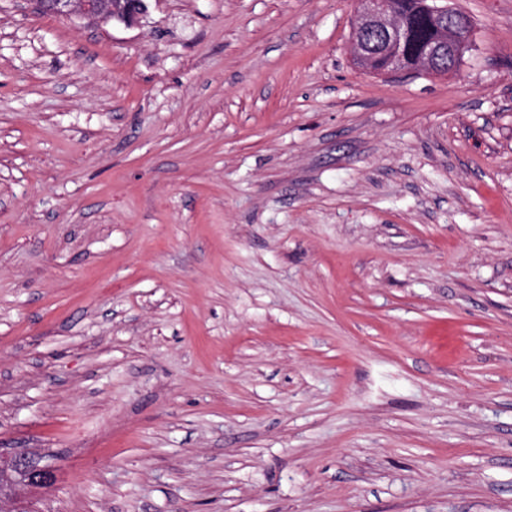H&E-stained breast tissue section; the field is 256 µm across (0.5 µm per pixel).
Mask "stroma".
Here are the masks:
<instances>
[{
	"label": "stroma",
	"mask_w": 512,
	"mask_h": 512,
	"mask_svg": "<svg viewBox=\"0 0 512 512\" xmlns=\"http://www.w3.org/2000/svg\"><path fill=\"white\" fill-rule=\"evenodd\" d=\"M458 72L355 0H0L5 512H512V0ZM42 12L127 26L138 24L147 13V0H35ZM358 5L352 54L359 70L372 72L371 62L375 56L387 57L386 76L399 74L417 75L423 71L447 74L442 67L443 57H455L463 42L457 40L456 33L467 27L462 17H452L447 0H423L419 10L436 32V38L429 42L413 59L404 53L402 47L407 36L404 17L394 8L390 0H357ZM451 19V20H450ZM452 21V22H451ZM378 36L377 42L368 41L364 36ZM0 466H8L22 475L19 484L12 491H0V504L5 498L10 497L17 487L42 488L51 485L55 480V471L51 465L42 463V458L35 457L25 450L13 449L4 457L0 448Z\"/></svg>",
	"instance_id": "1"
}]
</instances>
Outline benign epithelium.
Returning <instances> with one entry per match:
<instances>
[{"mask_svg":"<svg viewBox=\"0 0 512 512\" xmlns=\"http://www.w3.org/2000/svg\"><path fill=\"white\" fill-rule=\"evenodd\" d=\"M41 11L66 18H83L108 23L116 21L127 26L138 24L147 13V0H35ZM419 10L436 32L418 56L411 59L403 51L407 36L404 17L390 0H357V16L352 38V54L361 71H371L375 56L383 54L388 65L385 75L418 74L423 71L446 74L441 62L444 56H456L462 42L456 33L467 27L462 17L448 11V0H423ZM0 466H8L22 475L19 486L42 488L55 480L51 465L25 450L3 453Z\"/></svg>","mask_w":512,"mask_h":512,"instance_id":"7a95c632","label":"benign epithelium"}]
</instances>
